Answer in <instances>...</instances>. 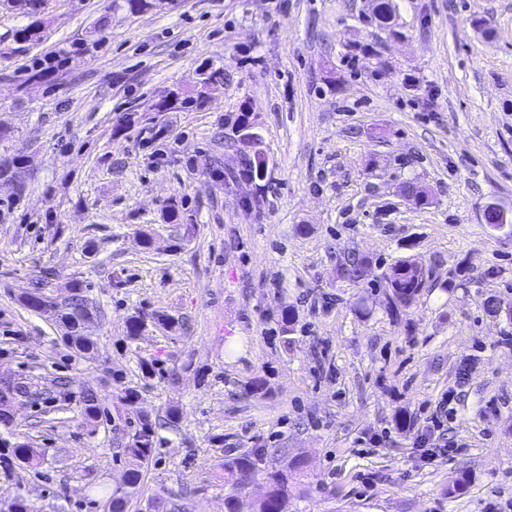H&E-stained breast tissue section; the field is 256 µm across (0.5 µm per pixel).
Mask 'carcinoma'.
I'll return each instance as SVG.
<instances>
[{
	"label": "carcinoma",
	"mask_w": 512,
	"mask_h": 512,
	"mask_svg": "<svg viewBox=\"0 0 512 512\" xmlns=\"http://www.w3.org/2000/svg\"><path fill=\"white\" fill-rule=\"evenodd\" d=\"M223 79V71L205 65L201 69L200 89L194 95H182L173 91L156 103V111L169 112L187 104L203 105L206 102L205 89ZM266 162L263 154L255 149L252 155L246 157V176L250 179L261 178L264 175ZM165 215L171 221H177L187 226L194 224L195 215L188 208L187 202L176 196L167 199ZM366 260L353 257L340 265V275L350 281H359L362 267ZM50 272L43 270L34 287L23 291L17 296L18 302L31 311H38L45 306L54 308V313L65 332V345L84 358H92L97 351V345L92 336L86 333L85 323L93 319L91 304L86 296L85 284L80 280L71 281L63 294L53 295L47 292ZM391 288L390 305L393 308L411 306L425 285L421 269L411 263L401 262L394 267L388 276ZM159 326L170 333L183 330L179 320L165 314L144 312L133 313L126 322V339L136 340L148 324ZM193 360L187 359L181 363H173L165 367V362L158 359L143 360L139 370L143 379L151 380L157 376L168 381L176 382L181 373L193 369ZM82 419L84 423L93 426L103 415L97 404L93 391L89 390L82 397ZM156 422L148 415H140L137 421L131 422L122 435L119 456L129 465L123 486L116 488L104 504L106 512H129L131 502L138 494L141 479V468L153 458L156 450ZM45 456L42 448H33L25 443L14 446L3 443L0 448V470L9 472L15 463H23L29 467L40 465ZM262 462L259 450L246 451L235 456H226L220 462L224 468V485L230 492L224 496L225 512H241L242 492L254 481L260 479L266 487L262 500L257 505V512H290L291 491L296 484L307 476L306 462L295 457L281 467L266 468Z\"/></svg>",
	"instance_id": "obj_1"
}]
</instances>
